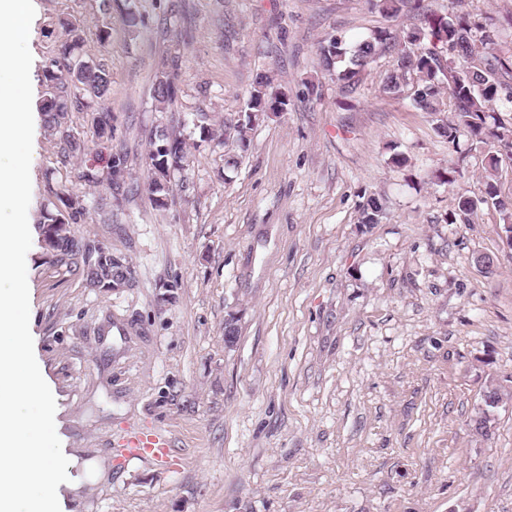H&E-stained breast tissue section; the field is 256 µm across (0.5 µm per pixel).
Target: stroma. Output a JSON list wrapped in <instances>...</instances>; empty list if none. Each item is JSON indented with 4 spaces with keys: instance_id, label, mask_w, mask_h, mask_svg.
Listing matches in <instances>:
<instances>
[{
    "instance_id": "obj_1",
    "label": "stroma",
    "mask_w": 512,
    "mask_h": 512,
    "mask_svg": "<svg viewBox=\"0 0 512 512\" xmlns=\"http://www.w3.org/2000/svg\"><path fill=\"white\" fill-rule=\"evenodd\" d=\"M92 2L35 0L29 45V327L55 387L61 444L79 451L68 474L84 486L82 496L63 493L61 512H512L507 217L484 206L472 223L450 221L458 197L484 194V150L465 138L452 147L409 98L380 94L389 54L350 93L319 64L325 38L352 45L388 19L365 0H119L108 19ZM432 7L512 41V0ZM61 14L112 27L107 47L83 48L87 59L112 60V136H97L96 108L73 113L91 157L64 166L41 112ZM162 70L177 97L159 112ZM259 72L289 105L249 130L232 167L192 119L205 112L222 127ZM160 127L186 134L193 188L164 209L143 191L112 194L114 218L92 211L74 225L133 273L119 288L88 287L49 262L40 212L60 188L87 201L112 193L119 145L126 181L145 183ZM459 148L464 175L440 181ZM397 153L406 164L393 163ZM371 194L387 210L365 226ZM480 255L494 258V272ZM492 383L509 397L493 432L473 434L467 422ZM154 430L167 436L169 458L130 457L128 438Z\"/></svg>"
}]
</instances>
